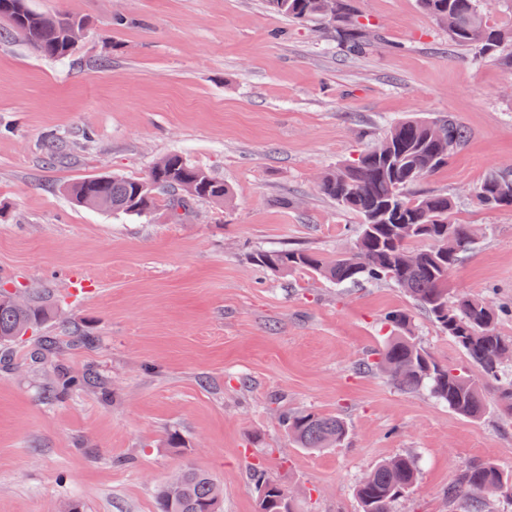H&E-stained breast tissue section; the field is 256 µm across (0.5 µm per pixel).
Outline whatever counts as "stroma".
<instances>
[{"instance_id": "obj_1", "label": "stroma", "mask_w": 512, "mask_h": 512, "mask_svg": "<svg viewBox=\"0 0 512 512\" xmlns=\"http://www.w3.org/2000/svg\"><path fill=\"white\" fill-rule=\"evenodd\" d=\"M27 3L82 16L87 31L63 59L0 39V288L46 289L54 308L0 362V512H155L154 489L187 464L223 486V512H258L254 464L295 492L299 512H360L358 481L398 454L420 476L397 512H465L442 496L461 466L512 472V419L496 400L475 421L356 373L389 332L385 314L410 307L401 289L339 288L255 260L348 247L359 220L318 193L320 173L395 122L449 113L468 139L419 189L454 196L480 245L448 290L493 288L511 303L512 208L471 197L512 168V79L498 64L449 47L418 0H350L378 35L361 54L265 0ZM170 153L223 181L229 201H197L176 224L160 206L136 218L70 195L89 177H143ZM413 319L438 361L464 366L447 335ZM61 320L92 345L59 336ZM40 335L59 336L54 362L35 358ZM57 364L94 368L111 401L46 400ZM286 409L339 416L347 436L297 447Z\"/></svg>"}]
</instances>
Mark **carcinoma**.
Segmentation results:
<instances>
[{
  "label": "carcinoma",
  "instance_id": "cac0c4a2",
  "mask_svg": "<svg viewBox=\"0 0 512 512\" xmlns=\"http://www.w3.org/2000/svg\"><path fill=\"white\" fill-rule=\"evenodd\" d=\"M270 9L293 21H320L336 27L338 36L359 47L372 45L371 32L351 16L346 0H333L334 15L326 14L328 0H266ZM426 14L436 21L450 15L458 24L447 30L452 45L476 50L497 61L512 75V29L486 24L476 0H419ZM0 14L12 19L13 33L22 37L43 57L64 58L74 44L66 27L82 18L71 13L47 16L30 10L26 0H0ZM446 126V140L434 139L433 127ZM466 139V131L451 114L433 118H410L390 127L384 138L357 159L341 163L321 176L319 193L356 215L361 224L353 248L334 256L301 249L256 255L258 262L275 273L311 271L338 287L364 281H389L402 289L429 321L448 335L463 351L468 367L444 365L422 347L413 334L412 315L395 310L384 317L390 336L376 353L372 367L385 373L405 391L427 389L448 409L472 420L486 412V398L494 391L504 411L512 415V336L498 330L509 310L489 296L467 293L450 295L448 275L460 258L474 250L478 238L470 224L455 218V200L446 194L416 195L413 188L448 163ZM76 201L95 207V200L109 198L112 211L142 216L158 203L167 206L174 221L190 211L192 202H221L229 195L224 183L171 153L159 159L144 178L92 177L72 189ZM477 202L487 208H502L512 202V171L491 174L474 190ZM0 289V346L40 327L53 315L47 298L35 294L17 307ZM59 342L45 336L36 347L39 359L54 357ZM91 391L103 398L111 389L87 369L57 371L48 386V396L64 399L75 392ZM288 436L300 448H332L344 440V421L311 410H285L279 416ZM250 479L264 488L258 512H294L293 500L283 504L286 489L270 479L260 466ZM418 482L414 461L403 455L390 457L363 477L356 486L360 512H394L395 503ZM448 503L469 504L468 512H484L485 498L512 500V473L490 461H477L460 469L446 491ZM224 489L205 470L187 467L177 484L156 490L157 512H207L221 503Z\"/></svg>",
  "mask_w": 512,
  "mask_h": 512
}]
</instances>
